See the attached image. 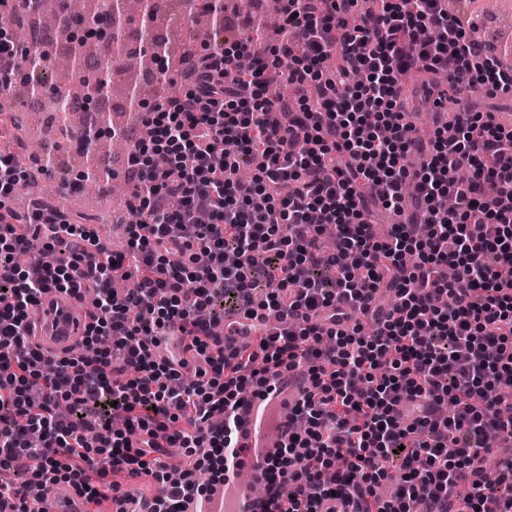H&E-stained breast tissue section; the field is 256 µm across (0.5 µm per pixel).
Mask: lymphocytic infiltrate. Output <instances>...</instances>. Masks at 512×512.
Instances as JSON below:
<instances>
[{"label":"lymphocytic infiltrate","instance_id":"lymphocytic-infiltrate-1","mask_svg":"<svg viewBox=\"0 0 512 512\" xmlns=\"http://www.w3.org/2000/svg\"><path fill=\"white\" fill-rule=\"evenodd\" d=\"M282 2L298 43L225 41L194 55L178 95L143 105L152 136L129 155L143 221L126 250L64 212H15L36 174L0 149V467L27 489L68 484L88 506L123 473L160 485L148 512H185L226 480L245 392L301 367L312 388L290 415L306 426L268 463L283 492L273 512H512V467L485 446L490 433L512 442V398L486 394L512 390V130L461 109L426 141L399 94L402 75L450 59L449 81L492 97L512 94V76L444 0ZM273 82L292 100H271ZM413 152L424 161L412 171ZM377 202L412 204L427 234L401 223L378 235ZM34 236L56 262L17 264ZM51 289L94 295L78 355L52 360L29 343L27 311ZM274 312L302 323L229 351L212 332ZM164 336L181 337V353L158 361ZM169 448L192 466L162 463ZM382 480L395 486L385 500Z\"/></svg>","mask_w":512,"mask_h":512}]
</instances>
